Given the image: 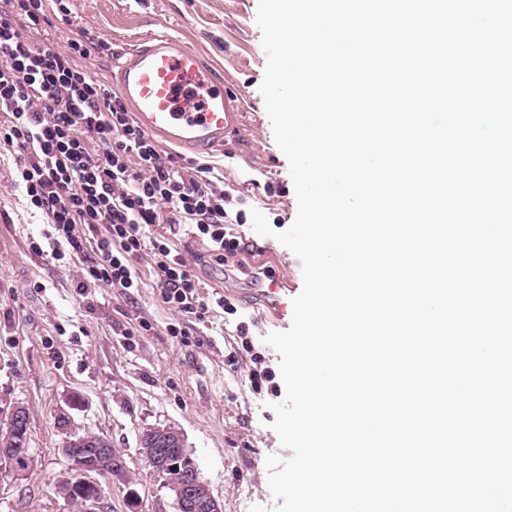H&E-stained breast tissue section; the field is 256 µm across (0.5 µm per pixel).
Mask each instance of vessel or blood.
Here are the masks:
<instances>
[{"label": "vessel or blood", "mask_w": 512, "mask_h": 512, "mask_svg": "<svg viewBox=\"0 0 512 512\" xmlns=\"http://www.w3.org/2000/svg\"><path fill=\"white\" fill-rule=\"evenodd\" d=\"M116 83L140 129L190 153L223 147L239 105L198 52L167 33L118 58Z\"/></svg>", "instance_id": "1"}]
</instances>
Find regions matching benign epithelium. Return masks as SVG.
<instances>
[{"label":"benign epithelium","mask_w":512,"mask_h":512,"mask_svg":"<svg viewBox=\"0 0 512 512\" xmlns=\"http://www.w3.org/2000/svg\"><path fill=\"white\" fill-rule=\"evenodd\" d=\"M58 424L66 433L61 452L73 458L75 464V474L64 479L62 485L94 488V492L84 496L82 512H101L104 493L96 476L123 477L127 473L126 461L113 449L99 447V442L90 436L76 435L69 428V417L65 413L59 414ZM0 433L4 434L3 443L0 444V466L6 464L15 471L25 470L28 461L17 463L20 456L13 451V446L28 439V419L24 407H0ZM140 441L146 448L145 463L149 475L157 480L164 476L173 457L181 460L174 481L169 483L162 480V484L173 491L177 512H223V505L213 495L209 485L201 480L195 462L186 454L184 439L178 430L168 426L150 427L142 432Z\"/></svg>","instance_id":"benign-epithelium-1"}]
</instances>
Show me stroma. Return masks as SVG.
<instances>
[{
  "label": "stroma",
  "instance_id": "1",
  "mask_svg": "<svg viewBox=\"0 0 512 512\" xmlns=\"http://www.w3.org/2000/svg\"><path fill=\"white\" fill-rule=\"evenodd\" d=\"M257 5L258 0H70L68 19L54 20L41 38L58 46L82 36L109 42L111 55L94 53L81 61L109 87L115 56L151 34L167 32L192 46L241 101L245 129L224 149L191 162L209 166L214 185L244 198L245 209H258L281 232L296 217L297 199L259 91L266 54ZM17 160L14 154L0 156V406L25 407L30 465L0 471V512H77L57 488L74 473L72 460L60 451L63 411L73 430L108 438L127 462L128 481L104 485V512H176L173 495L150 477L140 454V435L153 426L182 433L224 512L272 507L266 458L286 460L292 452L271 427L275 395L250 387L253 364L236 326L246 323L254 351L278 372L280 356L263 338L288 330L292 318L274 315L259 301L250 271L260 265L284 281L278 299L288 305L303 285L297 257L247 224L241 233L253 252L225 255L219 264L194 226L164 224L159 233L200 281L206 305L200 315L182 316L162 303L146 253L133 260L140 287H81L79 263L34 250L51 228L26 208L15 182ZM220 294L236 314L216 305ZM144 322L149 332H142ZM172 325L182 335H169ZM131 488L139 495L133 511L127 507Z\"/></svg>",
  "mask_w": 512,
  "mask_h": 512
}]
</instances>
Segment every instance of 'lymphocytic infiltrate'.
Instances as JSON below:
<instances>
[{"label":"lymphocytic infiltrate","instance_id":"lymphocytic-infiltrate-1","mask_svg":"<svg viewBox=\"0 0 512 512\" xmlns=\"http://www.w3.org/2000/svg\"><path fill=\"white\" fill-rule=\"evenodd\" d=\"M68 0H0V141L18 151L16 181L27 205L53 228L51 257H96L86 281L139 287L132 257L150 251L161 300L181 314L203 306L200 284L157 224H191L216 259L242 253L237 229L245 210L213 188L205 165L186 166L143 132L120 97L78 64L103 41L68 39L61 48L36 40Z\"/></svg>","mask_w":512,"mask_h":512}]
</instances>
